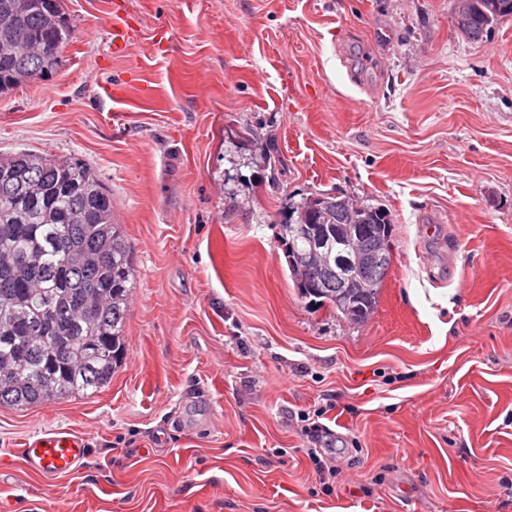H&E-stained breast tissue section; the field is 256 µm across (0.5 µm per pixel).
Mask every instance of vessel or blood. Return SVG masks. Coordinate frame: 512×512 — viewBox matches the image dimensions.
<instances>
[{
	"label": "vessel or blood",
	"instance_id": "b4317fda",
	"mask_svg": "<svg viewBox=\"0 0 512 512\" xmlns=\"http://www.w3.org/2000/svg\"><path fill=\"white\" fill-rule=\"evenodd\" d=\"M124 4L115 0L112 21V51L124 52L137 35V31L123 17ZM88 453L82 435L57 428L39 432L26 440L21 455L26 467L47 475H67L76 470Z\"/></svg>",
	"mask_w": 512,
	"mask_h": 512
}]
</instances>
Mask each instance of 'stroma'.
<instances>
[{
    "instance_id": "obj_1",
    "label": "stroma",
    "mask_w": 512,
    "mask_h": 512,
    "mask_svg": "<svg viewBox=\"0 0 512 512\" xmlns=\"http://www.w3.org/2000/svg\"><path fill=\"white\" fill-rule=\"evenodd\" d=\"M63 0L48 76L0 94V153L92 165L133 253L100 392L0 406V512H512V17L455 0ZM390 212L365 323L301 294L307 198ZM318 431H311V424ZM89 454L27 470L33 434ZM124 1L116 0L113 3L112 21V53H123L137 36L138 31L123 17ZM455 9L464 14V35L478 41L496 21L512 17V0H457ZM87 453L86 439L65 428L41 431L27 439L21 450L29 470L53 476L74 472Z\"/></svg>"
}]
</instances>
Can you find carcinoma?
<instances>
[{
	"label": "carcinoma",
	"mask_w": 512,
	"mask_h": 512,
	"mask_svg": "<svg viewBox=\"0 0 512 512\" xmlns=\"http://www.w3.org/2000/svg\"><path fill=\"white\" fill-rule=\"evenodd\" d=\"M464 35L478 41L512 17V0H456ZM72 30L62 0H0V92L48 74ZM316 227L358 225L357 246L393 233L390 213L351 199L317 195L296 210ZM286 224L288 262L309 258L310 242ZM319 275L302 294L342 312L336 271ZM133 256L112 219V192L76 158L33 151L0 155V406L28 408L90 396L112 379L125 355ZM385 273L359 288L354 306L364 320L377 305Z\"/></svg>",
	"instance_id": "carcinoma-1"
}]
</instances>
